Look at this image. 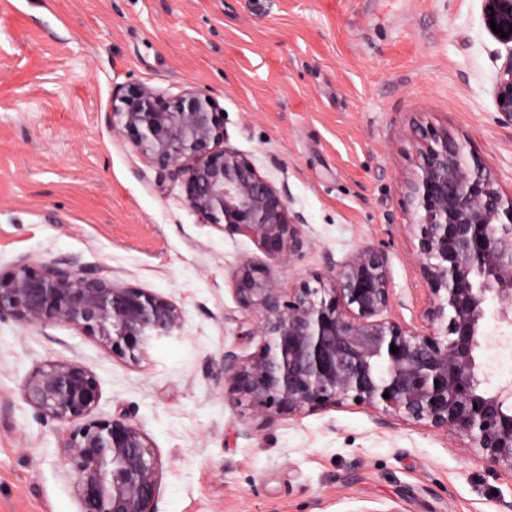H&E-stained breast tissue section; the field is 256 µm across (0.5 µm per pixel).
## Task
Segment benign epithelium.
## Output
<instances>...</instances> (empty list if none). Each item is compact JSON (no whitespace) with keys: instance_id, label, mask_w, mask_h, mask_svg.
I'll return each mask as SVG.
<instances>
[{"instance_id":"obj_1","label":"benign epithelium","mask_w":512,"mask_h":512,"mask_svg":"<svg viewBox=\"0 0 512 512\" xmlns=\"http://www.w3.org/2000/svg\"><path fill=\"white\" fill-rule=\"evenodd\" d=\"M507 56L495 89L497 111L512 123V0H483V20ZM111 127L161 170L181 178L190 210L205 224L249 237L265 255L233 273L236 299L254 319L239 323L224 351V387L236 404L271 422L348 402L388 418L451 435L512 476V382L480 390L475 353L486 304L512 325V194L446 129L413 130L415 153L404 183L414 220L408 232L427 292L429 331L388 316L394 301L389 257L364 246L329 274L284 287L273 266L310 248L303 217L251 159L226 144L224 117L195 90L167 97L145 84L112 93ZM46 327L64 322L112 356L139 361L177 338L184 312L156 292L86 270L70 259L21 260L0 273V320ZM258 341L242 356L235 347ZM396 346L398 352L390 351ZM389 398H384L383 394ZM22 397L70 427L64 465L79 512H160L162 461L127 416L96 418L100 386L73 360L34 369Z\"/></svg>"}]
</instances>
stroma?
Listing matches in <instances>:
<instances>
[{
    "label": "stroma",
    "instance_id": "stroma-1",
    "mask_svg": "<svg viewBox=\"0 0 512 512\" xmlns=\"http://www.w3.org/2000/svg\"><path fill=\"white\" fill-rule=\"evenodd\" d=\"M482 0H0V270L73 257L170 297L180 338L146 360L77 328L0 322V512H78L66 429L20 393L34 368L75 360L96 416H131L162 463L161 512H512V476L445 433L354 404L265 424L224 391L241 311L232 274L263 253L187 206L109 122L112 93L194 89L230 146L286 187L312 249L282 284L386 245L388 315L426 329L403 184L414 126L448 129L512 193V125L494 104L507 51ZM481 387L512 381V326L489 321Z\"/></svg>",
    "mask_w": 512,
    "mask_h": 512
}]
</instances>
